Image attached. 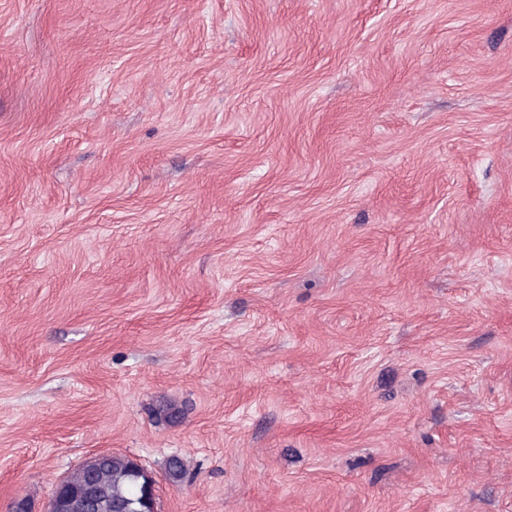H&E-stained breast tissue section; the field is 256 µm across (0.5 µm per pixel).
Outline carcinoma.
<instances>
[{"mask_svg": "<svg viewBox=\"0 0 512 512\" xmlns=\"http://www.w3.org/2000/svg\"><path fill=\"white\" fill-rule=\"evenodd\" d=\"M187 466L178 457L167 463L170 481L179 483ZM145 480L143 470L133 461L111 454L106 458H89L66 477L68 490L60 494L61 512H138L139 494Z\"/></svg>", "mask_w": 512, "mask_h": 512, "instance_id": "carcinoma-1", "label": "carcinoma"}]
</instances>
